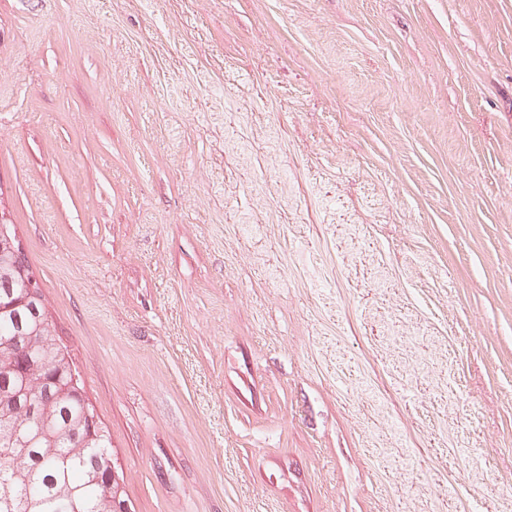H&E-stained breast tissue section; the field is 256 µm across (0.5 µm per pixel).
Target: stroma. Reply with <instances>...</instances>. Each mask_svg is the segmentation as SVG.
I'll return each mask as SVG.
<instances>
[{
    "label": "stroma",
    "instance_id": "obj_1",
    "mask_svg": "<svg viewBox=\"0 0 512 512\" xmlns=\"http://www.w3.org/2000/svg\"><path fill=\"white\" fill-rule=\"evenodd\" d=\"M0 200L134 512H512V0H0Z\"/></svg>",
    "mask_w": 512,
    "mask_h": 512
}]
</instances>
